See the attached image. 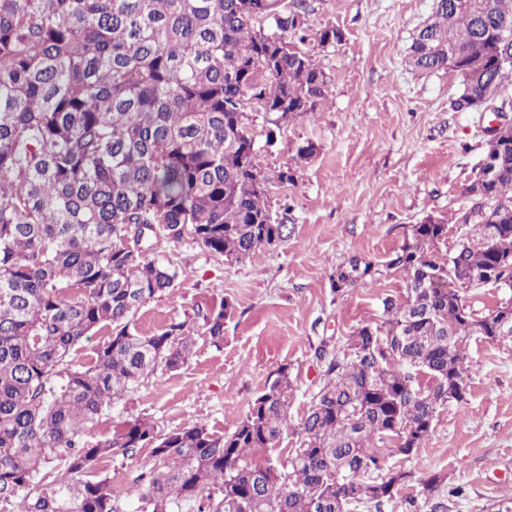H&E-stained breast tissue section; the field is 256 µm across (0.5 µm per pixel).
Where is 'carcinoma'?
I'll return each instance as SVG.
<instances>
[{
	"label": "carcinoma",
	"mask_w": 512,
	"mask_h": 512,
	"mask_svg": "<svg viewBox=\"0 0 512 512\" xmlns=\"http://www.w3.org/2000/svg\"><path fill=\"white\" fill-rule=\"evenodd\" d=\"M512 0H433L411 66L456 76L455 112H477L512 82ZM310 37L303 0H0V501L19 512H120L104 457L149 449L137 512H445L446 478L401 495L438 409L466 399L468 342L461 291L493 276L512 284L494 250L512 241V128L486 143L468 184L470 211L429 215L386 263L406 296L382 300V320L318 350L324 384L296 424L288 365L276 370L229 434L203 424L168 432L145 418L82 440L111 405L192 354L187 322L151 335L138 310L176 288L159 258L189 239L241 261L279 245L265 145L278 118L314 111L327 76L299 48ZM476 221V239L444 253L448 225ZM379 273L353 257L331 275L339 292ZM234 310L198 309L224 343ZM110 336L90 365L70 354L94 330ZM295 445L282 453L284 438Z\"/></svg>",
	"instance_id": "obj_1"
}]
</instances>
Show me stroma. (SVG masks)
Here are the masks:
<instances>
[{
  "label": "stroma",
  "mask_w": 512,
  "mask_h": 512,
  "mask_svg": "<svg viewBox=\"0 0 512 512\" xmlns=\"http://www.w3.org/2000/svg\"><path fill=\"white\" fill-rule=\"evenodd\" d=\"M305 3L310 30L332 24L343 37L326 47L304 44L328 77V98L290 120L276 146L260 152L265 172H295L293 183L272 187L268 197L286 238L239 263L188 241L163 245L179 269L177 286L141 307L135 325L150 335L170 321L187 322L192 354L178 371L149 378L134 400L112 404L89 440L137 416L163 432L197 422L230 433L283 364L294 385L290 416L299 420L322 383L318 349L379 320L386 295L406 293L399 271L337 293L331 274L354 256L382 263L426 216L471 206L464 189L484 156L487 127L512 121V84L496 100L502 114L451 109L459 79L409 63L433 0ZM308 143L314 154L300 159L297 149ZM221 298L234 303L235 314L217 347L196 310ZM466 367L465 401L441 406L432 435L403 463L415 477L407 490L438 473L448 487L464 489L447 497V512H495L512 506V339L471 340ZM151 466L144 449L102 460L123 512H134L144 490L140 475Z\"/></svg>",
  "instance_id": "obj_1"
}]
</instances>
